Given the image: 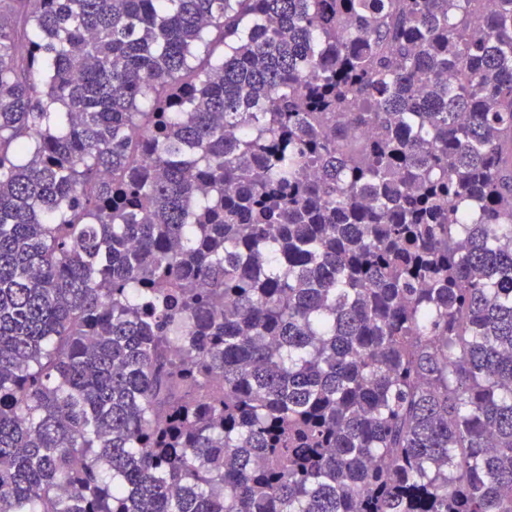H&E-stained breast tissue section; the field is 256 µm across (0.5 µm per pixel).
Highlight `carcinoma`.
<instances>
[{
    "instance_id": "obj_1",
    "label": "carcinoma",
    "mask_w": 512,
    "mask_h": 512,
    "mask_svg": "<svg viewBox=\"0 0 512 512\" xmlns=\"http://www.w3.org/2000/svg\"><path fill=\"white\" fill-rule=\"evenodd\" d=\"M478 2L0 0V512H512Z\"/></svg>"
}]
</instances>
